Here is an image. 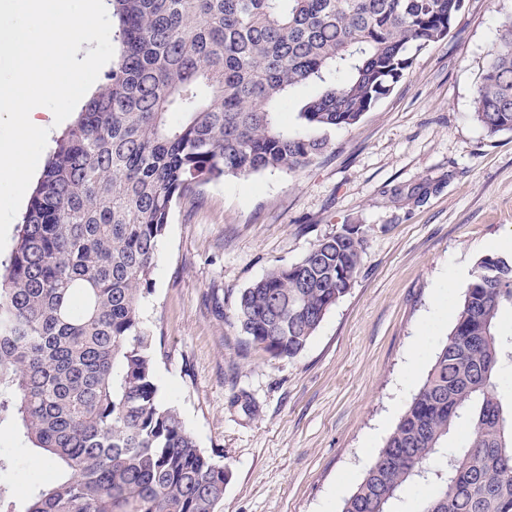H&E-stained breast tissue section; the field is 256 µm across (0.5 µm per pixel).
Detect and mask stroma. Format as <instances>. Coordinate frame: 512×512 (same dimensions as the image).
<instances>
[{
    "instance_id": "35a3bbf8",
    "label": "stroma",
    "mask_w": 512,
    "mask_h": 512,
    "mask_svg": "<svg viewBox=\"0 0 512 512\" xmlns=\"http://www.w3.org/2000/svg\"><path fill=\"white\" fill-rule=\"evenodd\" d=\"M508 16L512 0H464L450 35L358 123L330 131L305 170L227 176L174 206L140 316L161 401L229 472L222 512H341L423 384L477 261L512 250V132L488 135L473 112ZM345 224L364 239L360 274L305 350L249 345L239 292ZM0 451L15 460L17 504L54 475L11 426Z\"/></svg>"
}]
</instances>
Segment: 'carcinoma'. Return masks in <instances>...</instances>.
Segmentation results:
<instances>
[{
	"label": "carcinoma",
	"mask_w": 512,
	"mask_h": 512,
	"mask_svg": "<svg viewBox=\"0 0 512 512\" xmlns=\"http://www.w3.org/2000/svg\"><path fill=\"white\" fill-rule=\"evenodd\" d=\"M120 52L55 140L0 261V426L57 474L24 510L0 482V512H221L224 467L159 399L139 303L175 203L198 186L297 172L356 124L450 33L464 0H110ZM312 86L299 125L281 103ZM476 120L512 131V17L477 88ZM363 237L344 226L298 262L242 290L235 323L274 358L306 348L358 277ZM512 257L478 260L455 322L341 512H389L408 486L421 512H512ZM469 433L430 471L450 433ZM432 491V484L424 482L413 484L392 502L389 510L391 512H417Z\"/></svg>",
	"instance_id": "carcinoma-1"
}]
</instances>
